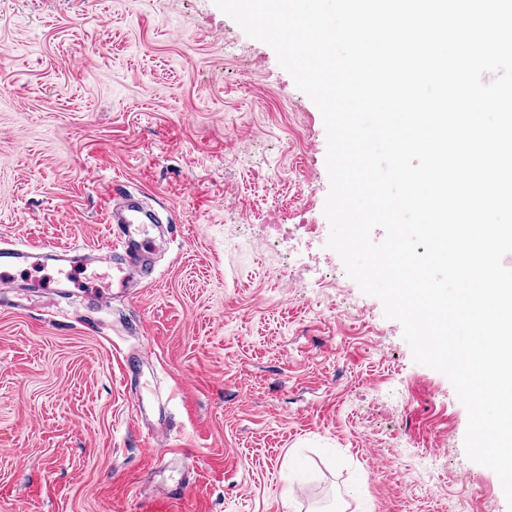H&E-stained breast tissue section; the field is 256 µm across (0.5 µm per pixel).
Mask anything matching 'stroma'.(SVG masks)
Wrapping results in <instances>:
<instances>
[{"instance_id":"35a3bbf8","label":"stroma","mask_w":512,"mask_h":512,"mask_svg":"<svg viewBox=\"0 0 512 512\" xmlns=\"http://www.w3.org/2000/svg\"><path fill=\"white\" fill-rule=\"evenodd\" d=\"M326 151L213 0H0V246L105 253L127 191L160 217L153 275L107 304L0 287V512H512L328 247ZM288 215L319 281L267 235Z\"/></svg>"}]
</instances>
